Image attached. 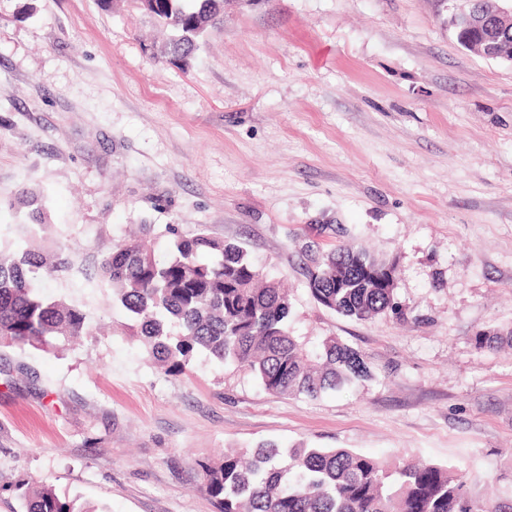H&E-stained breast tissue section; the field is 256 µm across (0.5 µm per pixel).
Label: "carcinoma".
Listing matches in <instances>:
<instances>
[{"instance_id": "cac0c4a2", "label": "carcinoma", "mask_w": 512, "mask_h": 512, "mask_svg": "<svg viewBox=\"0 0 512 512\" xmlns=\"http://www.w3.org/2000/svg\"><path fill=\"white\" fill-rule=\"evenodd\" d=\"M162 0L149 16L171 27L168 53L189 61L216 24L224 0ZM18 240L0 238V347H49L88 334L84 311L40 293V278L66 264L62 248L49 252L37 239L43 225L35 197ZM117 301L139 323L148 353L177 376L194 353L249 370L270 394L318 397L372 378L364 356L335 339L324 342L317 367L288 332L291 303L278 283L263 279L237 245L200 231L175 236L167 254L146 240L117 245L101 261ZM395 268L358 244L338 246L308 270L312 297L345 317L370 320L399 314ZM474 345L512 344V330L478 331ZM203 488L217 512H512V493L485 499L481 475H454L436 463L397 464L345 448L283 449L259 444L250 458L224 450L220 464L201 465ZM26 512H76L48 487L29 492Z\"/></svg>"}]
</instances>
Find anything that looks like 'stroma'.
I'll list each match as a JSON object with an SVG mask.
<instances>
[{
	"label": "stroma",
	"instance_id": "stroma-1",
	"mask_svg": "<svg viewBox=\"0 0 512 512\" xmlns=\"http://www.w3.org/2000/svg\"><path fill=\"white\" fill-rule=\"evenodd\" d=\"M118 0H0V236L21 190L69 263L44 282L88 314L58 348H0V512L43 485L80 512H217L201 464L262 441L435 461L512 486V66L465 50L446 0H226L188 67ZM146 232L243 247L310 356L335 337L374 377L316 400L195 353L165 375L101 258ZM363 244L404 314L318 304L307 270Z\"/></svg>",
	"mask_w": 512,
	"mask_h": 512
}]
</instances>
